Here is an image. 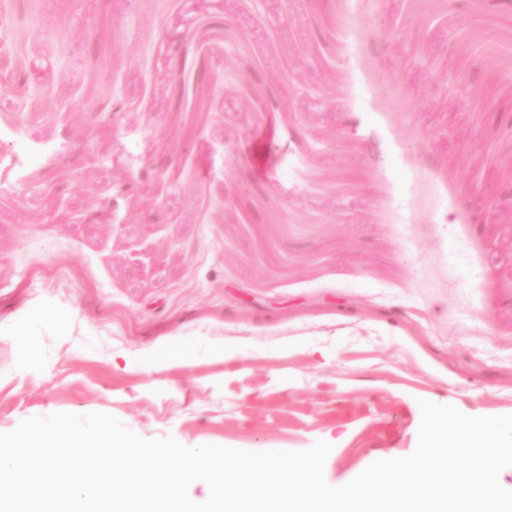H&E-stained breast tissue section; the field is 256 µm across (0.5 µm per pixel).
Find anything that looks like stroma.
I'll return each mask as SVG.
<instances>
[{"label": "stroma", "mask_w": 512, "mask_h": 512, "mask_svg": "<svg viewBox=\"0 0 512 512\" xmlns=\"http://www.w3.org/2000/svg\"><path fill=\"white\" fill-rule=\"evenodd\" d=\"M511 160L512 0H0V433L512 415Z\"/></svg>", "instance_id": "35a3bbf8"}]
</instances>
